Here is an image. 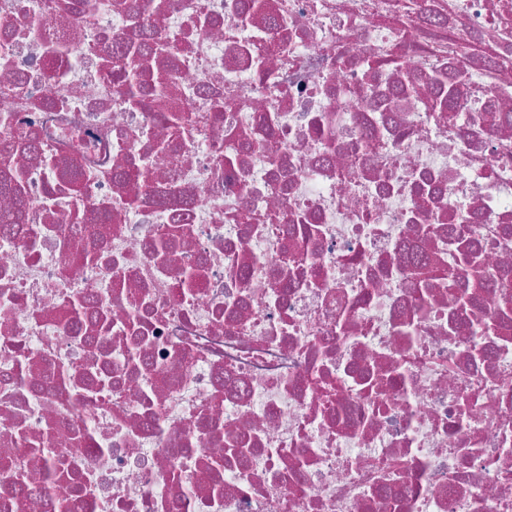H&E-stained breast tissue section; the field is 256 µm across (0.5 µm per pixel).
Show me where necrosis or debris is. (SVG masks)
Listing matches in <instances>:
<instances>
[{
  "label": "necrosis or debris",
  "mask_w": 512,
  "mask_h": 512,
  "mask_svg": "<svg viewBox=\"0 0 512 512\" xmlns=\"http://www.w3.org/2000/svg\"><path fill=\"white\" fill-rule=\"evenodd\" d=\"M18 453L0 512H512V0H0Z\"/></svg>",
  "instance_id": "obj_1"
}]
</instances>
